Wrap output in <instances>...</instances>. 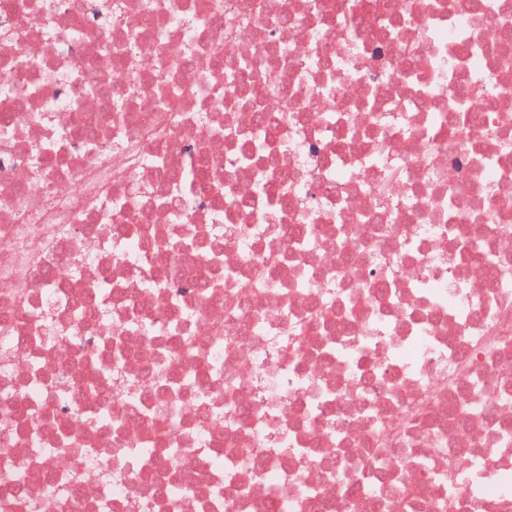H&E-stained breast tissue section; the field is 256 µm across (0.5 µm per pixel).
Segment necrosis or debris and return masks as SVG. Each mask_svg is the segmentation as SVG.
<instances>
[{
    "label": "necrosis or debris",
    "instance_id": "obj_1",
    "mask_svg": "<svg viewBox=\"0 0 512 512\" xmlns=\"http://www.w3.org/2000/svg\"><path fill=\"white\" fill-rule=\"evenodd\" d=\"M505 429L512 0H0V512H512Z\"/></svg>",
    "mask_w": 512,
    "mask_h": 512
}]
</instances>
